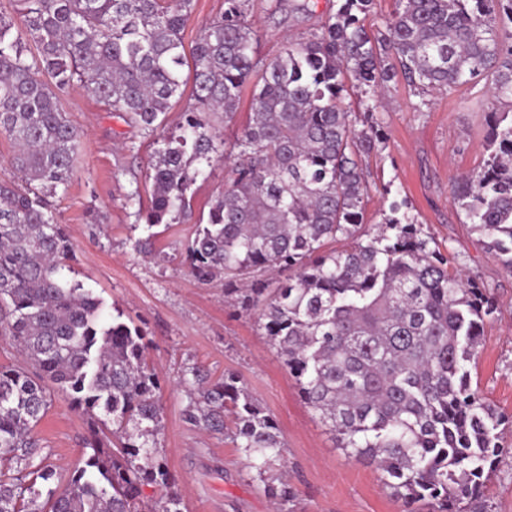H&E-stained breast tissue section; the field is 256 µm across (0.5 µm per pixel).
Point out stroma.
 Returning a JSON list of instances; mask_svg holds the SVG:
<instances>
[{"instance_id": "1", "label": "stroma", "mask_w": 512, "mask_h": 512, "mask_svg": "<svg viewBox=\"0 0 512 512\" xmlns=\"http://www.w3.org/2000/svg\"><path fill=\"white\" fill-rule=\"evenodd\" d=\"M336 8V0H315L313 15L297 18L269 13L267 0H250L259 56L274 58L286 39L307 38ZM485 95L484 85L464 86L434 94L421 107L402 83H389L372 116L384 139L367 159L372 191L364 222L382 224L390 203L403 202L448 254L454 270L494 295L497 310L469 366L471 386L512 416V271L479 245L478 232L450 193L458 175L478 171L488 158V117L475 105ZM60 98L81 132L68 188L52 200L77 247L71 277L102 299L105 315L122 311L151 341L148 358L162 380L159 452L175 479L183 512H272L230 437L185 420L188 397L182 383L196 368L214 380L236 374L278 423L296 489L295 501L283 512H402L376 466L348 459L301 400L256 316L225 301L223 281L200 283L183 261L194 222L223 191L231 160L217 162L211 178L196 184L191 220L158 226L153 256L138 255L133 244L147 230L127 197L134 191L149 194L146 172L156 136L126 124L78 88L61 92ZM93 210L101 223H92ZM36 431L46 463L68 478L82 462L88 435L68 395L53 394ZM502 442L510 452L500 457L487 485L483 512H512V428L505 429Z\"/></svg>"}]
</instances>
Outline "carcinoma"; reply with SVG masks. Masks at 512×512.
<instances>
[{"instance_id": "obj_1", "label": "carcinoma", "mask_w": 512, "mask_h": 512, "mask_svg": "<svg viewBox=\"0 0 512 512\" xmlns=\"http://www.w3.org/2000/svg\"><path fill=\"white\" fill-rule=\"evenodd\" d=\"M193 0H19L0 12V135L14 145L0 179V337L32 367L0 365V512H143L140 487H160L151 512H182L158 451L161 379L137 325L107 320L103 302L68 278L76 247L49 198L65 190L79 132L58 91L79 86L147 131L165 122L192 83L193 106L157 139L145 222L192 215L198 179L218 150L214 115L234 121L256 71L239 161L184 249L191 274L224 279V297L258 326L350 459L373 464L403 512H479L512 421L471 387L492 294L460 278L429 247L422 225L390 204V233L362 231L370 182L364 158L381 141L356 128L348 88L373 113L394 79L421 97L491 81V152L451 185L483 248L512 270V0H398L381 29L373 0H337L302 41L258 59L249 0H224L191 51L183 29ZM275 14L308 15L311 0ZM189 70L192 78L183 75ZM66 392L90 434L66 480L38 458L35 428ZM185 415L231 438L276 512L294 501L277 422L232 375L192 371ZM118 438L110 439L102 425Z\"/></svg>"}]
</instances>
